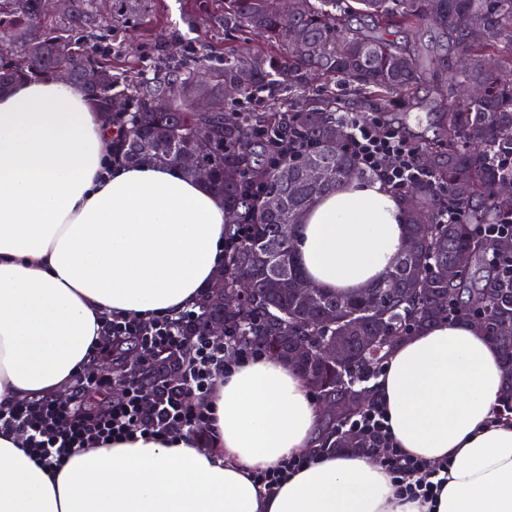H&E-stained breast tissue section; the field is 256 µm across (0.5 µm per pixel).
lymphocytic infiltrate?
<instances>
[{
  "mask_svg": "<svg viewBox=\"0 0 512 512\" xmlns=\"http://www.w3.org/2000/svg\"><path fill=\"white\" fill-rule=\"evenodd\" d=\"M343 123L359 169L401 188L421 177L415 146L398 131L381 129L378 120L351 112ZM198 318V307L191 306L148 320L107 321L105 332L113 340V351L137 346L145 357V377L132 382L119 376L92 381L77 373L69 403H0V430L21 433L31 456L48 467L60 465L70 449L92 441L105 443L139 433L206 437L213 420L210 395L215 380L236 363L260 357L261 351L232 333L223 343L214 342ZM172 352L184 355L183 384L176 388L157 377L166 354ZM339 431L374 440L375 455L407 497L428 501L443 486L447 465L428 463L397 448L379 402L344 419Z\"/></svg>",
  "mask_w": 512,
  "mask_h": 512,
  "instance_id": "obj_1",
  "label": "lymphocytic infiltrate"
}]
</instances>
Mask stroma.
Segmentation results:
<instances>
[{
  "mask_svg": "<svg viewBox=\"0 0 512 512\" xmlns=\"http://www.w3.org/2000/svg\"><path fill=\"white\" fill-rule=\"evenodd\" d=\"M108 15L113 23L99 30L100 51H111L115 66L132 62L147 70L172 58L190 59L198 44H206L212 67L224 65L227 49L255 51L263 41L243 30L224 33L211 21L220 11V0H139L136 8H128L126 0H109ZM338 93L347 111L380 118L385 126L410 137L429 141L439 139L445 117L433 102L429 88H421L414 99L367 102L352 86L342 85Z\"/></svg>",
  "mask_w": 512,
  "mask_h": 512,
  "instance_id": "35a3bbf8",
  "label": "stroma"
}]
</instances>
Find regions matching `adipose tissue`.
<instances>
[{"instance_id": "ef3b65f1", "label": "adipose tissue", "mask_w": 512, "mask_h": 512, "mask_svg": "<svg viewBox=\"0 0 512 512\" xmlns=\"http://www.w3.org/2000/svg\"><path fill=\"white\" fill-rule=\"evenodd\" d=\"M112 117L53 77L0 93V402L59 399L95 365L115 315L202 300L224 264V201L176 167L112 161ZM407 211L379 179L318 199L294 237L311 286L350 293L390 270ZM499 349L473 323L399 339L366 386L397 447L447 461L435 502L400 495L380 460L322 448L321 406L297 368L263 356L216 380L207 440L136 435L36 463L0 432V512H512V422ZM311 464L274 495L255 471Z\"/></svg>"}]
</instances>
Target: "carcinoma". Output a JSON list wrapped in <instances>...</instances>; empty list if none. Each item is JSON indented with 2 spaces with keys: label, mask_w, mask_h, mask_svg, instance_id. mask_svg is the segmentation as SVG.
<instances>
[{
  "label": "carcinoma",
  "mask_w": 512,
  "mask_h": 512,
  "mask_svg": "<svg viewBox=\"0 0 512 512\" xmlns=\"http://www.w3.org/2000/svg\"><path fill=\"white\" fill-rule=\"evenodd\" d=\"M281 0H223L212 16L226 32L248 30L261 37L269 52L238 57L229 51L224 67L207 64V49L180 63H161L144 71L112 72V58L95 46L96 30L108 23L96 10L95 0H70L53 21L42 0H0V54L11 55L0 64V92L24 77L53 76L70 65L72 85L85 90L82 69L95 63L109 78L87 95L110 111L117 96L132 105L115 113L121 126L116 151L129 163L175 164L196 177L195 166L182 162L186 153L196 156V166L210 169L208 185L224 199L227 235L249 225V233L224 255V289L236 281H253V294L229 309L210 308L209 318L224 319V329L236 332L265 349L271 356L291 361L307 382H319L320 394L334 400L325 418L329 447L342 446L336 436L338 422L365 403L354 400L360 368L386 356L390 342L431 325L437 319L458 320L464 309L462 296L483 299L477 325L500 350L504 364V389L512 391V276H493L483 263L490 251L512 255V240L489 243L474 232L476 224H512V202L499 196L502 185L512 183V0H303L305 8L293 21L301 34L295 43L281 21ZM368 18L370 27L354 28L355 15ZM482 27V38H470L469 25ZM429 26L437 37L429 43H396L387 38L392 27ZM82 34V40L72 33ZM463 55L461 70L451 61ZM495 66H489V61ZM321 79L317 94L306 93L308 79ZM446 111V125L435 143L418 142L424 176L397 190L410 213L409 238L413 257L397 261L384 280L372 287L379 305L363 307L364 295H348L311 288L304 302L293 295L291 281L301 275L292 240L279 243L269 254L266 241L276 238L278 219L264 207L266 197L288 199L283 220L299 223L303 212L318 197L336 190L363 172L346 146L329 140L336 125V84L347 83L366 100L409 99L427 78ZM251 100L256 95L285 91L294 104L283 112L257 115L226 109L224 87ZM210 93L213 112L195 109L196 92ZM482 94L474 96L471 89ZM290 128L307 143L298 157L320 164L325 179L301 191H288L286 170L297 171L295 158L271 160L267 138ZM202 132L212 136L207 151H197ZM249 171L262 182L264 192L252 194L245 182L224 180V168ZM468 211L463 223H442L439 212L448 204ZM426 222H417L418 215ZM470 247L475 276L445 283L432 268L451 263L456 253ZM280 286L270 287L273 276ZM455 306L442 309L444 299ZM311 336H326L345 345L349 364L330 365L318 357ZM300 358H294V352Z\"/></svg>",
  "instance_id": "carcinoma-1"
}]
</instances>
